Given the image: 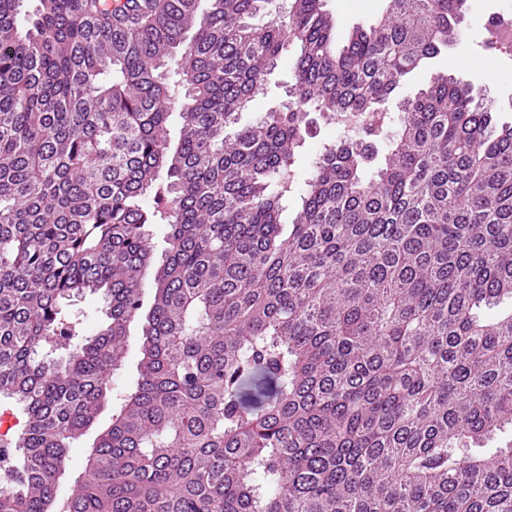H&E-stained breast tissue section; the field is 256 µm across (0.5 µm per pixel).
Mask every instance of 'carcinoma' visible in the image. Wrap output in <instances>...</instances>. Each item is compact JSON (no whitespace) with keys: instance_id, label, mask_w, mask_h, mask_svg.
<instances>
[{"instance_id":"1","label":"carcinoma","mask_w":512,"mask_h":512,"mask_svg":"<svg viewBox=\"0 0 512 512\" xmlns=\"http://www.w3.org/2000/svg\"><path fill=\"white\" fill-rule=\"evenodd\" d=\"M267 2L0 0V512H512V438L482 451L512 432V124L446 74L384 107L465 0H386L341 46L323 0ZM290 48L288 105L241 123ZM312 112L384 161L347 136L298 168ZM102 307V301L99 295H86L84 299L77 302V305L73 307V310L82 311L87 315L86 327L88 331L95 329L102 321V314L100 309ZM140 334L139 324L135 320L129 326L130 351L123 369L117 374L116 380L118 384L134 378L137 374V364L140 359L138 352V344L141 337L139 336ZM273 390L274 384L269 380H248L242 387V401L247 406L257 407ZM112 406H107L100 416L97 425L93 426L81 439L72 443L69 450V464L66 471L59 478V498H62L67 489L72 485L75 478L81 472V462L92 446L98 434L111 422Z\"/></svg>"}]
</instances>
